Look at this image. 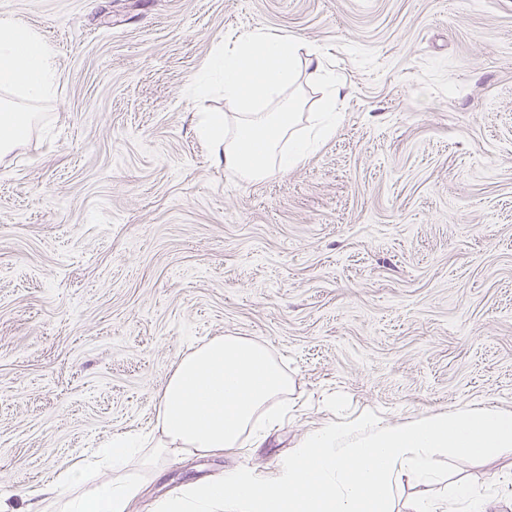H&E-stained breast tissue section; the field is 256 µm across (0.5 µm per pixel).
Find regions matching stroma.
Instances as JSON below:
<instances>
[{
    "label": "stroma",
    "mask_w": 512,
    "mask_h": 512,
    "mask_svg": "<svg viewBox=\"0 0 512 512\" xmlns=\"http://www.w3.org/2000/svg\"><path fill=\"white\" fill-rule=\"evenodd\" d=\"M51 48L54 92L0 159V495L39 497L112 433L147 432L190 345H265L293 381L257 448L126 476L137 512L247 468L274 477L313 429L512 412V0H0ZM262 26L343 86L335 133L249 181L197 132L189 86ZM512 512V450L398 490Z\"/></svg>",
    "instance_id": "obj_1"
}]
</instances>
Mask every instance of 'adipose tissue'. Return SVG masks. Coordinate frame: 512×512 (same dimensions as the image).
Wrapping results in <instances>:
<instances>
[{
	"label": "adipose tissue",
	"instance_id": "obj_1",
	"mask_svg": "<svg viewBox=\"0 0 512 512\" xmlns=\"http://www.w3.org/2000/svg\"><path fill=\"white\" fill-rule=\"evenodd\" d=\"M302 65L310 76L325 80L326 91L314 114L311 138L290 140L282 153L279 143L301 107L286 91ZM54 80L51 53L40 37L11 19H0V89L38 101L50 94ZM215 80L238 112L235 130L225 136V113L211 112L202 119L200 132L223 139L225 166L249 179L266 175L272 161L284 172L295 167L336 129L342 86L328 77L317 50L304 48L299 39L261 28L238 35L212 54L192 84L194 94H205ZM273 102L278 105L274 112L268 109ZM291 386L264 346L237 336H215L177 362L157 396L153 430L167 450L221 452L239 447L247 433L260 441L265 418ZM148 442L130 431L114 433L91 458L64 466L55 483L26 508L0 497V512H132L140 488L118 474L144 455Z\"/></svg>",
	"mask_w": 512,
	"mask_h": 512
}]
</instances>
